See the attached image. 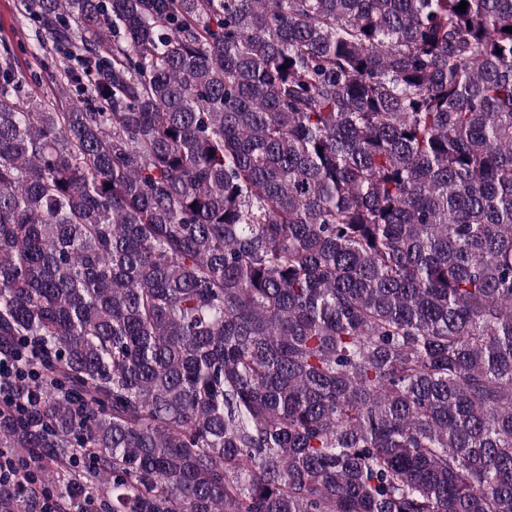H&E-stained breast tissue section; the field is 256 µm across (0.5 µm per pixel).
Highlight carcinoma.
Here are the masks:
<instances>
[{
    "label": "carcinoma",
    "mask_w": 512,
    "mask_h": 512,
    "mask_svg": "<svg viewBox=\"0 0 512 512\" xmlns=\"http://www.w3.org/2000/svg\"><path fill=\"white\" fill-rule=\"evenodd\" d=\"M16 11L0 512H512V0ZM16 0H0V52L3 44L13 53L19 68L26 76L23 91L30 95H42L50 92L47 88L48 73L54 64H60L63 56L57 54L53 62L49 60V69L37 64L29 54V37L32 35L30 25L21 27L16 21Z\"/></svg>",
    "instance_id": "cac0c4a2"
}]
</instances>
